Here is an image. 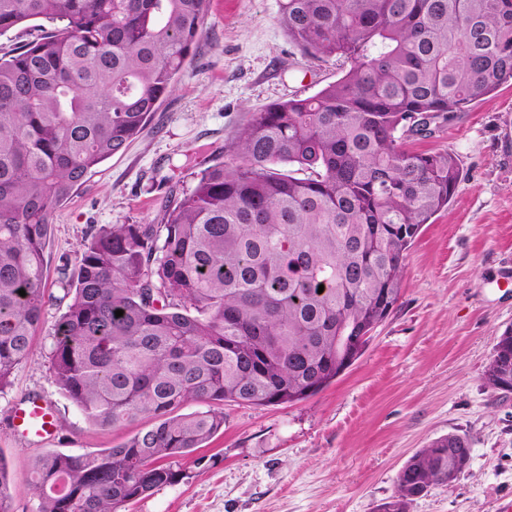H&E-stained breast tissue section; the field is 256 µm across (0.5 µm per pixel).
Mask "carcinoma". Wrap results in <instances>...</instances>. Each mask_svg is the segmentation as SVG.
Wrapping results in <instances>:
<instances>
[{
	"instance_id": "1",
	"label": "carcinoma",
	"mask_w": 512,
	"mask_h": 512,
	"mask_svg": "<svg viewBox=\"0 0 512 512\" xmlns=\"http://www.w3.org/2000/svg\"><path fill=\"white\" fill-rule=\"evenodd\" d=\"M205 17L206 0H0V36L40 21L0 52V389L50 299L53 210L138 136ZM279 22L304 58L346 63L342 76L252 113L160 223L94 228L60 268L57 387L95 426H152L36 456L37 512H120L183 479L176 458L224 428V403H294L335 381L461 179L453 152L410 147V126L439 130L512 83V0H281ZM485 376L496 391L512 380V327ZM470 458L468 435L434 439L398 472L387 512L452 485ZM0 512H13L1 457Z\"/></svg>"
}]
</instances>
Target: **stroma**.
<instances>
[{
  "label": "stroma",
  "instance_id": "35a3bbf8",
  "mask_svg": "<svg viewBox=\"0 0 512 512\" xmlns=\"http://www.w3.org/2000/svg\"><path fill=\"white\" fill-rule=\"evenodd\" d=\"M279 0H209L203 35L174 90L138 138L102 162L51 218L46 286L53 301L32 350L0 389V457L14 512H36L27 480L40 452L116 446L151 427L89 423L57 388L49 359L64 312L60 258L75 260L91 226L156 224L167 195L223 160L251 113L307 97L341 75L336 61L302 58L278 21ZM415 149L454 152L462 180L447 209L407 253L401 296L364 354L305 401L224 406V431L179 460L185 477L124 512H374L395 491L406 461L451 433L472 441L467 470L410 512H512V393L484 377L496 336L512 327V84L456 113ZM43 394L57 433L26 440L11 408Z\"/></svg>",
  "mask_w": 512,
  "mask_h": 512
}]
</instances>
